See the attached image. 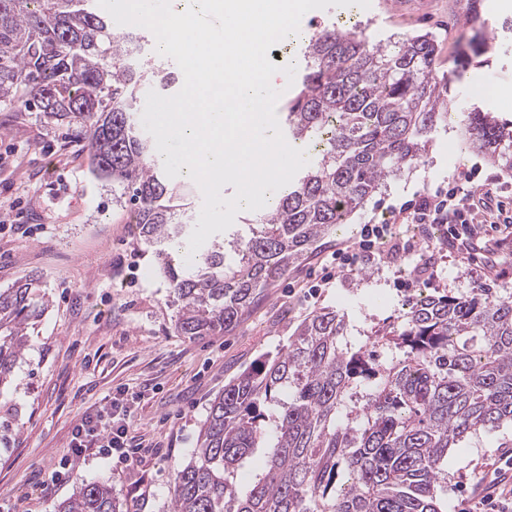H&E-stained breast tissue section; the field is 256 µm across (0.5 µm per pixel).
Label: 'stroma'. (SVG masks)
<instances>
[{
    "label": "stroma",
    "mask_w": 512,
    "mask_h": 512,
    "mask_svg": "<svg viewBox=\"0 0 512 512\" xmlns=\"http://www.w3.org/2000/svg\"><path fill=\"white\" fill-rule=\"evenodd\" d=\"M479 20L452 13L449 0H371L369 8L330 6L306 13L295 39L267 56L302 63L319 26L355 24L372 42L430 33L439 73H453L451 116L438 128L424 159L390 179L347 223L313 243L287 274L256 297L237 325L214 336H181L167 281L140 236L137 216L119 187L90 171L83 141L66 127L44 122L34 107L0 103V202L10 225L0 228V290L32 284L47 309L30 328L29 346L11 384L0 388V505L9 512H55L73 482L50 476L70 453L71 428L92 403L112 397L134 413L130 435L140 444L132 470L89 458L78 467L87 481H104L126 512H165L173 468L198 444L210 402L225 382L269 353L287 347L314 312L333 308L347 320L345 339L363 345L379 328L400 324L413 298L448 291L466 297L479 288L512 296V246L496 250L499 269L487 278L463 272L437 224L403 227L427 247L416 260L388 256L360 262L331 287L317 288L332 250L357 243L367 224L394 221L393 204L480 165L512 190V169L487 160L461 134L464 112L480 103L512 120V0H482ZM493 45L487 66L458 67L475 35ZM429 264L432 278L413 274ZM512 427L469 435L448 453V479L439 498L456 512L464 495L494 478Z\"/></svg>",
    "instance_id": "stroma-1"
}]
</instances>
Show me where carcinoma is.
I'll list each match as a JSON object with an SVG mask.
<instances>
[{
  "label": "carcinoma",
  "instance_id": "carcinoma-1",
  "mask_svg": "<svg viewBox=\"0 0 512 512\" xmlns=\"http://www.w3.org/2000/svg\"><path fill=\"white\" fill-rule=\"evenodd\" d=\"M142 34L115 31L94 0H0V103L36 101L46 123L83 136L93 175L123 187L172 289L180 336L233 328L309 245L418 162L448 120V78L436 75L431 34L375 44L362 30L324 29L304 50L281 116L284 136L312 151L311 164L274 193L261 230L236 243L235 266L214 240L186 268L193 196L155 164L134 117L145 81L166 90L176 77L134 57ZM470 51L490 63L487 41L473 38ZM466 131L512 168V121L475 109ZM43 312L29 285L0 290L1 387ZM346 326L345 315L317 311L287 347L224 385L198 448L173 470L168 512H442L448 449L512 424V296L481 288L470 298H417L402 325L372 337L403 351L388 367L341 343ZM365 380L372 385L356 391ZM259 451L264 471L244 494L234 475ZM55 512H123V503L108 484L78 478Z\"/></svg>",
  "mask_w": 512,
  "mask_h": 512
}]
</instances>
